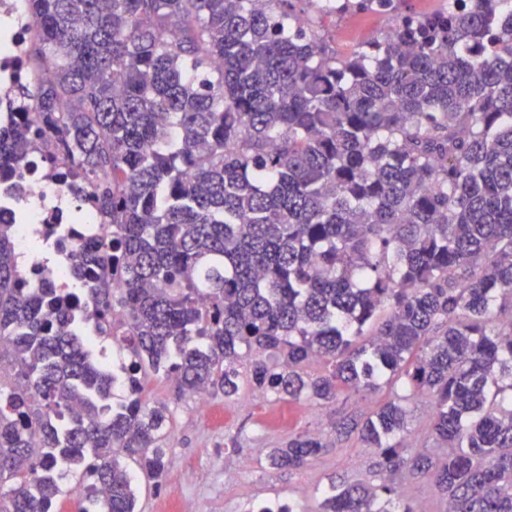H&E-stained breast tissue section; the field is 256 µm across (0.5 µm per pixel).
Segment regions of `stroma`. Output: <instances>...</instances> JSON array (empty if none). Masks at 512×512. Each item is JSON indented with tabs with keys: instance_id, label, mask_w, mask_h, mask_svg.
Returning <instances> with one entry per match:
<instances>
[{
	"instance_id": "stroma-1",
	"label": "stroma",
	"mask_w": 512,
	"mask_h": 512,
	"mask_svg": "<svg viewBox=\"0 0 512 512\" xmlns=\"http://www.w3.org/2000/svg\"><path fill=\"white\" fill-rule=\"evenodd\" d=\"M299 18L344 55L370 37L387 35L393 23L390 14L379 11L325 17L309 4L304 5ZM248 370L247 364H240L236 397H213L212 403L221 410L222 417L212 421L204 420L193 399L178 394L171 381H151L147 394L150 405L166 406L170 416L165 441L170 460L169 487L164 492L155 490L152 482L137 476L139 512H163L168 494L174 497L178 512H248L253 503L262 500L290 502L304 512H318L331 482L374 479V449L365 447L356 436L335 435L334 426L393 397L394 387L381 386L365 397L345 390L329 405L288 404L255 391ZM406 408L407 446L443 459L444 449L427 432L429 399L413 398ZM303 432L331 435L334 446L303 469L270 470L266 463L269 449Z\"/></svg>"
}]
</instances>
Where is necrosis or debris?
Returning a JSON list of instances; mask_svg holds the SVG:
<instances>
[{"label": "necrosis or debris", "mask_w": 512, "mask_h": 512, "mask_svg": "<svg viewBox=\"0 0 512 512\" xmlns=\"http://www.w3.org/2000/svg\"><path fill=\"white\" fill-rule=\"evenodd\" d=\"M35 36L27 0H0V124L15 122L24 109L15 97L17 87L38 80L29 55ZM45 150L41 140H33L16 176L0 181V220L15 227L23 277L33 287L48 280L62 291L68 286L70 267L44 270L35 241L62 242L71 254L105 237L106 227L96 209L78 205L84 190L80 181L43 169L40 157Z\"/></svg>", "instance_id": "4bbe7bcc"}]
</instances>
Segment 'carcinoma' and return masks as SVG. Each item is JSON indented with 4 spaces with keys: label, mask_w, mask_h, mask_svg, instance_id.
Returning a JSON list of instances; mask_svg holds the SVG:
<instances>
[{
    "label": "carcinoma",
    "mask_w": 512,
    "mask_h": 512,
    "mask_svg": "<svg viewBox=\"0 0 512 512\" xmlns=\"http://www.w3.org/2000/svg\"><path fill=\"white\" fill-rule=\"evenodd\" d=\"M293 2L29 0L47 65L17 92L31 116L0 128V179L36 128L87 180L110 234L73 261L128 352V398L102 415L117 378L74 319L82 292L27 287L0 223V512H52L66 469L105 512H137L122 460L157 490L170 467L145 379L230 399L243 360L290 402L404 381L336 430L381 472L428 476L444 512H512V13L349 0L395 31L340 58ZM419 395L442 461L406 453ZM329 448L302 433L268 462ZM318 512L417 510L384 479L334 482Z\"/></svg>",
    "instance_id": "cac0c4a2"
}]
</instances>
